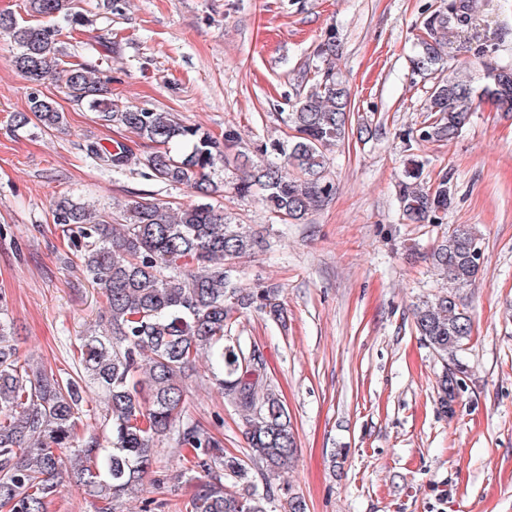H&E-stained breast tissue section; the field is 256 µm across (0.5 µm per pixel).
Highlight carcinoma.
Masks as SVG:
<instances>
[{
	"label": "carcinoma",
	"mask_w": 512,
	"mask_h": 512,
	"mask_svg": "<svg viewBox=\"0 0 512 512\" xmlns=\"http://www.w3.org/2000/svg\"><path fill=\"white\" fill-rule=\"evenodd\" d=\"M29 11L47 22L34 25L0 13V33L17 49V69L35 83L61 82L70 101L153 144L143 159L149 176L186 186L201 202L174 209L140 196L119 206L114 216L69 197L54 202V223L80 245L85 269L106 308L99 329L79 338L75 373L62 378L20 359L13 324L0 306V508L48 512L66 477L94 500L96 512H116L118 499L142 491L143 478L157 459L155 442L174 434L177 445L188 450L184 460L190 466L181 476L196 480L187 512H268L270 477L288 474L296 434L279 393L264 380L258 349H245L241 337L228 335V329L235 315L252 308L275 321L284 308L278 286L238 284L237 263L261 250L263 242L247 225L224 221V212L207 202L220 190L214 175L237 146L239 134L229 127L220 140L169 112L119 108L108 97L109 77L100 69L75 63L58 71L62 30L88 24L74 0H29ZM472 16L471 0H450L426 16L413 60L416 69L428 71L442 62L452 38ZM337 52L334 36L315 47L322 67L314 71L309 90L298 92L291 104L288 126L294 134L259 145L261 153L278 162L253 165L229 186L240 198L259 197L284 221L301 220L333 193L325 177L324 148L345 141L351 110L350 92L332 66ZM484 99L512 112V66H487L479 95L459 75L438 80L417 140L455 139ZM64 120L55 101L39 91L30 93L27 111L14 115L20 128L58 129ZM85 152L98 166L117 173L133 158L121 141L110 146L91 142ZM399 199L411 222L441 223L451 204L448 174L430 185L421 165L405 170ZM476 243L468 224L448 231L430 259L449 288L414 311L417 334L451 363L443 366L437 382V405L445 415L454 413L464 373L458 354L472 335L459 289L481 270L472 254ZM202 359L211 365L213 384L243 416L247 462L226 456L220 438L184 421L188 381ZM90 385L104 403L103 442L81 431ZM250 462L261 465L265 484L252 480L240 490L224 486V471L243 479Z\"/></svg>",
	"instance_id": "cac0c4a2"
}]
</instances>
